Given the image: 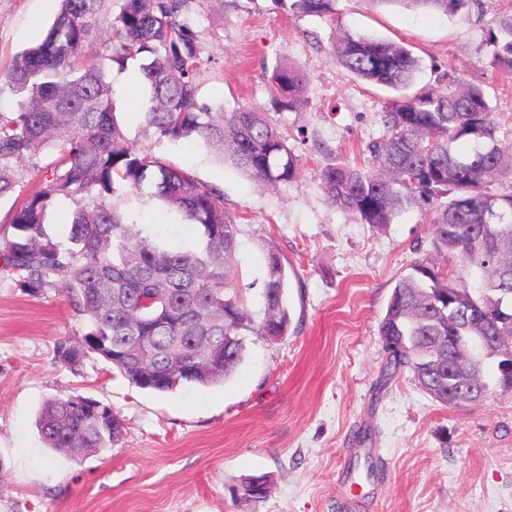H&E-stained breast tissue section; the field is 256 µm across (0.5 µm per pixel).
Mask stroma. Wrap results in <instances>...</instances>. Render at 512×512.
<instances>
[{
  "label": "stroma",
  "mask_w": 512,
  "mask_h": 512,
  "mask_svg": "<svg viewBox=\"0 0 512 512\" xmlns=\"http://www.w3.org/2000/svg\"><path fill=\"white\" fill-rule=\"evenodd\" d=\"M60 0H0V71L36 43ZM512 0H481L449 18L392 0H337L332 18L300 16L273 0H189L182 17L202 46L199 98L233 112H268L300 158L296 178L265 189L220 162L200 141L171 142L143 128L126 69H113V103L127 138L218 187L239 227L233 276L244 308L263 316L267 252L290 269L286 336H252L248 354L216 386L157 394L139 389L95 353L64 365L59 341L84 332L62 288L32 296L0 269V512H512V391L448 408L409 372L385 378L379 325L412 262L447 267L432 246L428 206L377 227L331 205L330 164L360 165L386 128L393 90L358 80L330 58L334 39L372 35L405 44L422 63L419 85L450 72L485 84L512 154V79L485 65L489 28ZM288 63L306 78L303 107L278 110L270 77ZM44 156L15 164V194L0 198V235H11L17 198L41 179ZM128 221L153 240H193L160 200L119 189ZM111 407L125 425L112 449L72 461L44 447L43 404L71 395ZM365 441H358V434ZM267 476L259 502L238 488Z\"/></svg>",
  "instance_id": "35a3bbf8"
}]
</instances>
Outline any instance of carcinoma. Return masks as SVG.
Here are the masks:
<instances>
[{
    "instance_id": "obj_1",
    "label": "carcinoma",
    "mask_w": 512,
    "mask_h": 512,
    "mask_svg": "<svg viewBox=\"0 0 512 512\" xmlns=\"http://www.w3.org/2000/svg\"><path fill=\"white\" fill-rule=\"evenodd\" d=\"M44 37L24 50L6 73L17 111L0 113V197L17 183L13 164L49 147L40 186L15 203L10 237L0 236V267L30 295L63 285L85 322L81 343L62 341L60 362L93 352L131 384L157 393L186 385L224 383L243 361L247 339L284 336L290 312L288 272L266 256L263 317L249 316L231 288L238 227L224 212L223 193L179 166L131 143L113 107L112 66L139 61L149 95L144 123L172 141L200 140L251 180L276 186L298 174L299 159L268 113L240 107L225 115L200 102L196 75L201 49L193 28L180 20L187 0H60ZM455 17L480 0H379ZM304 16L332 17L336 0H274ZM99 45L90 56L86 48ZM486 67L512 75V15L489 29ZM332 58L354 76L401 92L384 114L386 135L367 146L368 165L336 163L321 173L337 208L361 223L387 226L420 204L433 206L432 245L448 256L443 270L414 261L396 282L379 326L386 375L409 369L420 388L446 407L463 405V385L487 388L483 360L448 364V352L466 336H495L512 344V155L499 144V126L483 85L448 75L443 86L411 94L421 60L405 46L365 36L335 41ZM282 108L305 102L303 76L280 67L273 77ZM509 183V190L495 186ZM147 193L181 213L197 230L192 248L163 245L125 221L113 197L117 187ZM60 196L75 203L70 246L48 235L49 208ZM94 199L87 206L83 200ZM465 272L484 277L481 288L463 284ZM141 346L137 362L112 352ZM37 427L51 451H102L123 436V422L101 402L81 396L50 400ZM267 479L240 487L247 499L266 497Z\"/></svg>"
}]
</instances>
